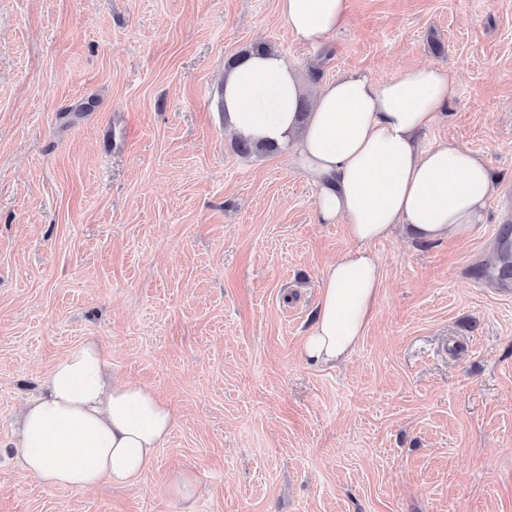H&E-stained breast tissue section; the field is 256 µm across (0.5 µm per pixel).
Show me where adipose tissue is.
I'll use <instances>...</instances> for the list:
<instances>
[{"instance_id":"ef3b65f1","label":"adipose tissue","mask_w":512,"mask_h":512,"mask_svg":"<svg viewBox=\"0 0 512 512\" xmlns=\"http://www.w3.org/2000/svg\"><path fill=\"white\" fill-rule=\"evenodd\" d=\"M279 8L290 36L305 45L349 21V0H279ZM454 94L444 67L385 81L352 71L321 83L307 112L299 73L274 51L251 49L225 73L228 129L288 152L317 189L319 223H344L354 245L322 274L318 312L300 343L304 360L336 367L357 349L382 288L371 243L398 232L428 243L466 238L483 222L494 186L484 159L451 142L418 141ZM105 361L99 344L75 346L21 415V466L45 488L130 485L174 427V411L152 387L109 380Z\"/></svg>"}]
</instances>
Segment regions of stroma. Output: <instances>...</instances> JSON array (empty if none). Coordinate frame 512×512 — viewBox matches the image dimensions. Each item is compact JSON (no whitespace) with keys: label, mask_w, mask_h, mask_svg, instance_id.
I'll return each mask as SVG.
<instances>
[{"label":"stroma","mask_w":512,"mask_h":512,"mask_svg":"<svg viewBox=\"0 0 512 512\" xmlns=\"http://www.w3.org/2000/svg\"><path fill=\"white\" fill-rule=\"evenodd\" d=\"M264 43L318 81L447 68L421 141L496 175L484 224L372 243L383 288L354 354L299 355L325 267L351 250L292 160L244 156L217 87ZM116 140L104 150L99 135ZM512 0H350L300 44L278 0H0V512H512ZM92 340L176 425L133 486L20 469L13 428Z\"/></svg>","instance_id":"obj_1"}]
</instances>
